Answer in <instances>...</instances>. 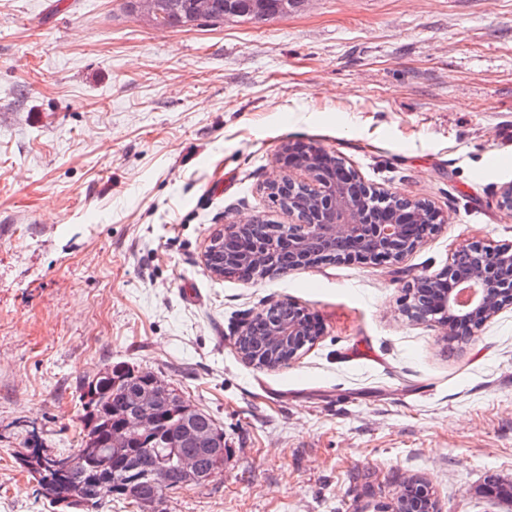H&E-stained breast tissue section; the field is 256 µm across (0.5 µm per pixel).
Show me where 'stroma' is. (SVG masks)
Segmentation results:
<instances>
[{
	"label": "stroma",
	"mask_w": 512,
	"mask_h": 512,
	"mask_svg": "<svg viewBox=\"0 0 512 512\" xmlns=\"http://www.w3.org/2000/svg\"><path fill=\"white\" fill-rule=\"evenodd\" d=\"M339 155L445 218L401 262L241 283L213 235L260 214L281 147ZM512 0H304L262 24L155 25L126 0H0V512H59L29 430L77 448L83 383L158 375L224 431V466L164 512H512V306L469 340L405 311L466 241L512 245ZM290 300L324 329L287 367L236 347ZM401 486L411 488L412 500L409 501L408 512H437L427 487L414 480L404 481Z\"/></svg>",
	"instance_id": "obj_1"
}]
</instances>
